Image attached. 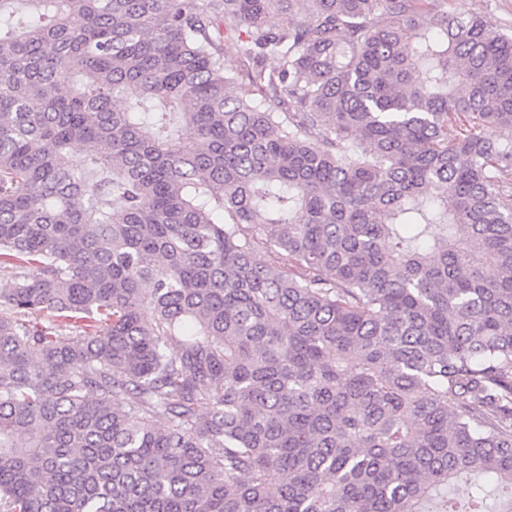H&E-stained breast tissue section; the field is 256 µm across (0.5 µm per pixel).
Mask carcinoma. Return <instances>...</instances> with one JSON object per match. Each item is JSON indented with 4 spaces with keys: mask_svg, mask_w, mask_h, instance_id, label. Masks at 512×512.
<instances>
[{
    "mask_svg": "<svg viewBox=\"0 0 512 512\" xmlns=\"http://www.w3.org/2000/svg\"><path fill=\"white\" fill-rule=\"evenodd\" d=\"M451 2L0 0V512H512V37Z\"/></svg>",
    "mask_w": 512,
    "mask_h": 512,
    "instance_id": "obj_1",
    "label": "carcinoma"
}]
</instances>
